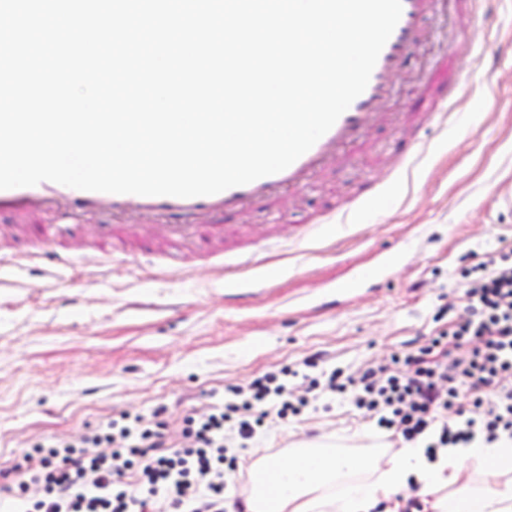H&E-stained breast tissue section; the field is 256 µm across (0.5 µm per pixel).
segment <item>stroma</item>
<instances>
[{
    "label": "stroma",
    "mask_w": 512,
    "mask_h": 512,
    "mask_svg": "<svg viewBox=\"0 0 512 512\" xmlns=\"http://www.w3.org/2000/svg\"><path fill=\"white\" fill-rule=\"evenodd\" d=\"M490 28L447 8L428 21L418 71L444 55L471 77L454 101L461 126L411 174L399 176L420 122L416 74L397 80L387 114L368 132L369 153L347 171L289 197L281 213L245 210L224 221L222 256L175 274L177 249L118 255L108 267L75 261L59 280L14 252L25 234L0 213V489L37 443L74 439L119 414L163 410L178 438L183 418L213 393L318 356L315 374L355 371L423 345L440 299H453L462 267L512 241V0H491ZM400 178L391 202L347 213L366 180ZM250 251L254 267L235 257ZM326 442L342 452L401 447L374 435L349 400L322 398L300 422L271 424L248 448L229 488L243 496L255 456L287 461L290 448Z\"/></svg>",
    "instance_id": "obj_1"
}]
</instances>
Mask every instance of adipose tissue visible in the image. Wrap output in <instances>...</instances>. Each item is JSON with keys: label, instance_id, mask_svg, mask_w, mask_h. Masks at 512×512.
Returning a JSON list of instances; mask_svg holds the SVG:
<instances>
[{"label": "adipose tissue", "instance_id": "adipose-tissue-1", "mask_svg": "<svg viewBox=\"0 0 512 512\" xmlns=\"http://www.w3.org/2000/svg\"><path fill=\"white\" fill-rule=\"evenodd\" d=\"M273 496L246 498V512H399L398 495L416 488L429 512H512V449L506 444L344 454L293 449L287 462L263 457Z\"/></svg>", "mask_w": 512, "mask_h": 512}]
</instances>
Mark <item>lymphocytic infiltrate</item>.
Here are the masks:
<instances>
[{"label":"lymphocytic infiltrate","mask_w":512,"mask_h":512,"mask_svg":"<svg viewBox=\"0 0 512 512\" xmlns=\"http://www.w3.org/2000/svg\"><path fill=\"white\" fill-rule=\"evenodd\" d=\"M460 305L422 347L290 385V369L224 390L222 404L187 418L179 442L165 422L109 419L77 439L38 445L19 468L20 495L0 512H224L238 469L227 438L247 446L270 417L300 416L310 400L346 396L375 430L430 448L512 443V244L462 274Z\"/></svg>","instance_id":"1"}]
</instances>
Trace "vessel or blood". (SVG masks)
Wrapping results in <instances>:
<instances>
[{"label": "vessel or blood", "instance_id": "b4317fda", "mask_svg": "<svg viewBox=\"0 0 512 512\" xmlns=\"http://www.w3.org/2000/svg\"><path fill=\"white\" fill-rule=\"evenodd\" d=\"M439 0H402V15L383 47L365 91L339 117L333 127L311 149L282 172L229 188L223 192L193 198L139 196L82 191L45 181L34 187L0 190V212L7 210L25 221L48 215L52 224L38 225L47 239L63 232V219L85 215H110L112 240L127 242L126 216L136 214L165 227V240L187 242L200 238L202 230L217 234L219 222L250 205H276L285 194L310 187L312 181L330 169L349 163L357 152L366 150L364 133L380 116L395 78L410 71L416 50L426 37L424 21L438 10ZM462 73L447 68L425 71L417 86L418 100L436 98L437 105L426 122L439 130L455 127L449 104L461 93Z\"/></svg>", "mask_w": 512, "mask_h": 512}]
</instances>
